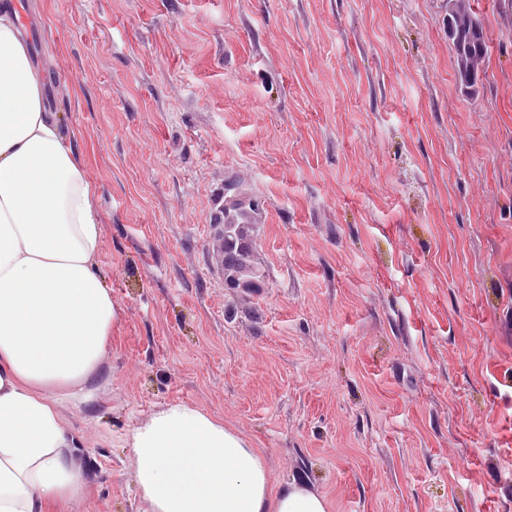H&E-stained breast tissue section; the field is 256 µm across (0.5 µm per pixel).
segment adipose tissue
I'll return each mask as SVG.
<instances>
[{"label": "adipose tissue", "mask_w": 512, "mask_h": 512, "mask_svg": "<svg viewBox=\"0 0 512 512\" xmlns=\"http://www.w3.org/2000/svg\"><path fill=\"white\" fill-rule=\"evenodd\" d=\"M95 195L0 5V512H46L80 488L57 401L91 400L120 320ZM126 442L148 512H329L306 486L273 489L262 449L200 408L171 403Z\"/></svg>", "instance_id": "adipose-tissue-1"}]
</instances>
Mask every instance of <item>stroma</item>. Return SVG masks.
I'll return each mask as SVG.
<instances>
[{
	"label": "stroma",
	"instance_id": "stroma-1",
	"mask_svg": "<svg viewBox=\"0 0 512 512\" xmlns=\"http://www.w3.org/2000/svg\"><path fill=\"white\" fill-rule=\"evenodd\" d=\"M472 6L473 99L448 0H17L121 309L50 512H145L125 436L172 402L330 512H512V0ZM230 175L267 215L247 301L209 248ZM448 40L454 50V75L464 90L478 87L484 74L488 35L469 0H448Z\"/></svg>",
	"mask_w": 512,
	"mask_h": 512
}]
</instances>
